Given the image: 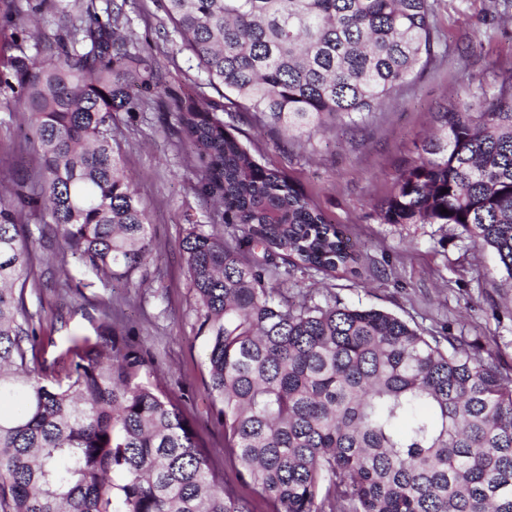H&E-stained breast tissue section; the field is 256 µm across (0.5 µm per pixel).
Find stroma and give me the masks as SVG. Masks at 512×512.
<instances>
[{
	"mask_svg": "<svg viewBox=\"0 0 512 512\" xmlns=\"http://www.w3.org/2000/svg\"><path fill=\"white\" fill-rule=\"evenodd\" d=\"M163 3L126 0L125 6V36L162 68L168 88L160 110L119 117L125 173L150 217V251L137 284L104 282L76 261L61 263L53 225L29 212L21 228L40 244L27 306L41 341L40 360L48 367L75 341L95 338L98 327L111 322L117 337L155 362L162 384L192 420L211 467L247 512H272L270 502L236 478L207 391V342L198 331V306L179 244L188 220L207 223L213 205L197 191L199 170L178 141L173 117L177 94L205 75L181 49ZM436 23L447 38V59L365 124L329 128L303 143L250 112L233 113L226 122L256 160L284 170L356 245V273L298 272L289 295L380 308L426 333L465 337L470 350L492 354L503 375L512 377V278L494 253L470 245L451 224H386L377 216L378 204L418 159L426 136L440 131V105L466 78L490 81L496 65L512 63V19L496 0H439ZM30 135L27 114L0 102V184L32 178L40 169Z\"/></svg>",
	"mask_w": 512,
	"mask_h": 512,
	"instance_id": "1",
	"label": "stroma"
}]
</instances>
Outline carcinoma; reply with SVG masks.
I'll return each instance as SVG.
<instances>
[{
  "label": "carcinoma",
  "mask_w": 512,
  "mask_h": 512,
  "mask_svg": "<svg viewBox=\"0 0 512 512\" xmlns=\"http://www.w3.org/2000/svg\"><path fill=\"white\" fill-rule=\"evenodd\" d=\"M59 14L29 29L0 0L12 42L49 56L0 59V100L30 115L36 190L0 194V512H245L200 450L194 424L140 353L112 337L68 349L49 374L26 289L47 212L58 255L133 283L147 211L123 170L120 112L157 106L161 69L129 48L123 5L30 0ZM436 0H166L173 33L224 104L180 99L176 133L217 204L182 252L208 344L207 390L238 478L273 512H512V378L461 336L309 295L275 280L358 262L350 239L287 174L258 163L224 123L253 112L290 133L323 116L356 126L448 50ZM379 211L386 224H454L512 277V66L467 79ZM448 192L441 193L442 189ZM448 213H441V209ZM232 229L230 245L215 230Z\"/></svg>",
  "instance_id": "1"
}]
</instances>
